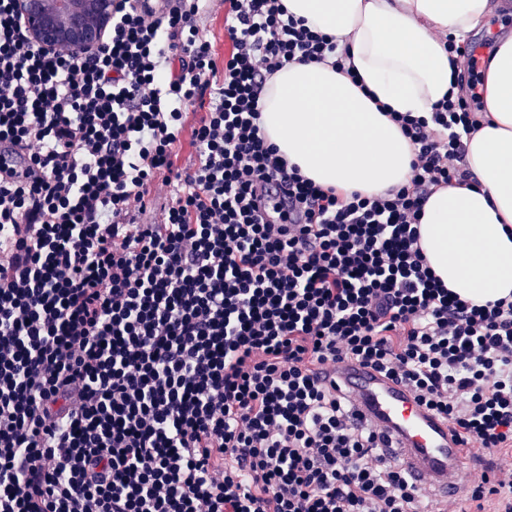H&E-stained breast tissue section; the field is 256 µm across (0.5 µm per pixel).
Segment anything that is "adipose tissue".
<instances>
[{"mask_svg": "<svg viewBox=\"0 0 512 512\" xmlns=\"http://www.w3.org/2000/svg\"><path fill=\"white\" fill-rule=\"evenodd\" d=\"M289 14L350 51L353 74L293 64L259 101L267 143L324 187L378 195L404 185L412 145L377 108L428 112L447 94L445 38L478 28L490 0H282ZM482 128L467 137L473 186L435 189L420 246L449 290L477 305L512 297V36L497 42L481 86Z\"/></svg>", "mask_w": 512, "mask_h": 512, "instance_id": "ef3b65f1", "label": "adipose tissue"}]
</instances>
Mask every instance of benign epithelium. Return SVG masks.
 Returning <instances> with one entry per match:
<instances>
[{"label": "benign epithelium", "instance_id": "1", "mask_svg": "<svg viewBox=\"0 0 512 512\" xmlns=\"http://www.w3.org/2000/svg\"><path fill=\"white\" fill-rule=\"evenodd\" d=\"M17 18L44 51L61 46L97 51L112 28L114 0H15Z\"/></svg>", "mask_w": 512, "mask_h": 512}]
</instances>
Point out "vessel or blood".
Masks as SVG:
<instances>
[{"label": "vessel or blood", "instance_id": "1", "mask_svg": "<svg viewBox=\"0 0 512 512\" xmlns=\"http://www.w3.org/2000/svg\"><path fill=\"white\" fill-rule=\"evenodd\" d=\"M356 407L395 439L400 459L423 495L462 493L485 451L461 449L447 423L420 407L413 394L378 372L340 362L332 375Z\"/></svg>", "mask_w": 512, "mask_h": 512}]
</instances>
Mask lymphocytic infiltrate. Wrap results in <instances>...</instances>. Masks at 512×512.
Returning <instances> with one entry per match:
<instances>
[{"label": "lymphocytic infiltrate", "instance_id": "1", "mask_svg": "<svg viewBox=\"0 0 512 512\" xmlns=\"http://www.w3.org/2000/svg\"><path fill=\"white\" fill-rule=\"evenodd\" d=\"M164 2L46 53L0 0V145L28 169L0 180V512H512V301L462 300L419 246L431 192L472 183L473 45L447 40L467 95L391 115L408 183L341 193L258 125L285 66L344 70L335 40L226 0L219 62L205 0ZM345 360L491 455L463 501L423 508L328 382Z\"/></svg>", "mask_w": 512, "mask_h": 512}]
</instances>
